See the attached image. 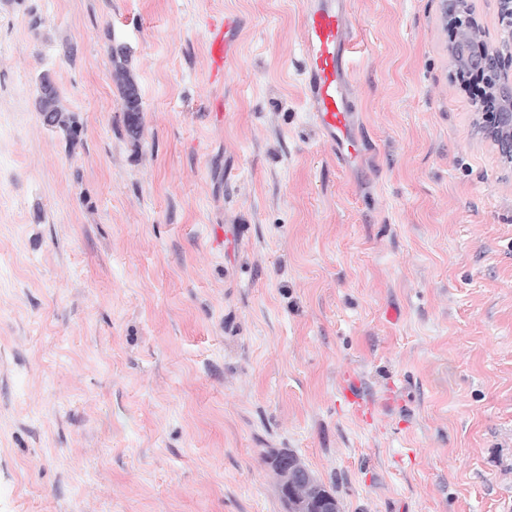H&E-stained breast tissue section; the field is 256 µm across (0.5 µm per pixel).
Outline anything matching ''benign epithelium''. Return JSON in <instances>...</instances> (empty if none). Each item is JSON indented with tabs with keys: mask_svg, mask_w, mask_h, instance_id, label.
<instances>
[{
	"mask_svg": "<svg viewBox=\"0 0 512 512\" xmlns=\"http://www.w3.org/2000/svg\"><path fill=\"white\" fill-rule=\"evenodd\" d=\"M447 17L456 27L457 36L452 47V56L458 70H473L484 76L501 104L497 112L481 115L484 131L505 160L512 159V73L502 67L503 51L512 49V43L499 49H485L467 59L462 66L458 59V45L469 31L472 20L468 0H448Z\"/></svg>",
	"mask_w": 512,
	"mask_h": 512,
	"instance_id": "obj_1",
	"label": "benign epithelium"
}]
</instances>
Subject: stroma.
<instances>
[{
  "label": "stroma",
  "mask_w": 512,
  "mask_h": 512,
  "mask_svg": "<svg viewBox=\"0 0 512 512\" xmlns=\"http://www.w3.org/2000/svg\"><path fill=\"white\" fill-rule=\"evenodd\" d=\"M351 12L348 166L312 122L302 0H0V512H285L277 449L340 512H512V163L442 0ZM46 70L76 147L34 108ZM241 21L232 13H224V17L210 20L207 27L209 43V59L213 77H227L233 68L232 32L239 27ZM113 62L112 81L118 88L123 102L125 129L130 141L137 144L142 135L141 93L128 68V48L125 45H110ZM352 384V386L346 385L342 391L344 402L355 415L371 418L377 413L376 404L358 392V384L356 382Z\"/></svg>",
  "instance_id": "stroma-1"
}]
</instances>
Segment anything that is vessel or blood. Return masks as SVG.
I'll return each instance as SVG.
<instances>
[{
  "mask_svg": "<svg viewBox=\"0 0 512 512\" xmlns=\"http://www.w3.org/2000/svg\"><path fill=\"white\" fill-rule=\"evenodd\" d=\"M347 4L348 0H303L302 41V74L314 123L322 140L345 162L356 156L361 141L349 104L352 24ZM239 25V17L231 13L209 21L207 39L213 76L224 78L230 74L232 33ZM342 398L355 415L370 417L377 412L376 404L356 386H345Z\"/></svg>",
  "mask_w": 512,
  "mask_h": 512,
  "instance_id": "obj_1",
  "label": "vessel or blood"
}]
</instances>
